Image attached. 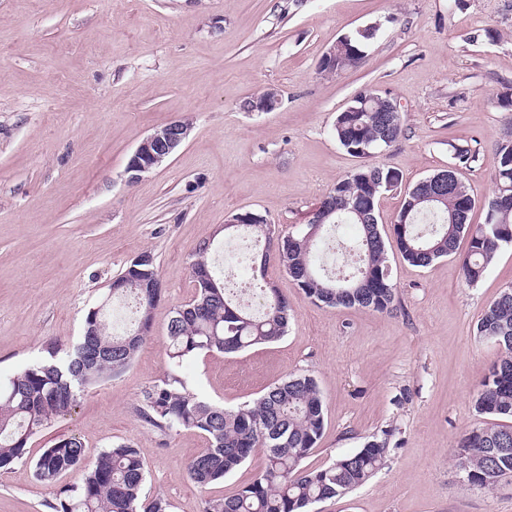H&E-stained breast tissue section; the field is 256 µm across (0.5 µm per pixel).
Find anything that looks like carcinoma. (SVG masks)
Here are the masks:
<instances>
[{
	"label": "carcinoma",
	"mask_w": 512,
	"mask_h": 512,
	"mask_svg": "<svg viewBox=\"0 0 512 512\" xmlns=\"http://www.w3.org/2000/svg\"><path fill=\"white\" fill-rule=\"evenodd\" d=\"M376 32L367 27L336 42V55L324 58L326 74L355 68L366 57ZM393 98L363 90L336 113L333 135L341 147L361 157L378 155L399 141L403 116L390 112ZM494 172L495 190L486 203L482 224H473L474 200L455 169L439 171L448 189L441 198L427 199L431 177L414 184L391 224L402 257L426 267L456 254L457 244L468 239L460 260L464 282H480L497 253L512 246V136L499 141ZM402 177L383 165H365L339 181L321 202L312 220L296 236H274L262 216L249 212L247 222L224 229L230 235L246 230L255 245H263L283 271L316 304L330 307L394 309L396 292L391 281L387 248L379 227V200L401 185ZM351 224L356 240L345 247L350 265L328 273L318 263L319 244L336 227ZM211 240L202 242L191 264L196 285L194 299L172 311L167 326L169 370L140 397V419L163 434L181 428L203 434L208 446L191 458L188 477L205 489L224 478L256 451L264 467L251 482L230 496L207 497L202 512H306L320 501L341 498L364 484L384 463L387 439L376 437L363 448L326 467L308 469L304 460L322 437L325 417L321 391L311 374H290L271 387L253 405L225 408L201 398L180 375L182 363L200 353L240 352L283 338L291 320L288 299L271 283L248 286L259 294L260 305L245 304L240 288L224 284L209 256ZM129 281L114 288L90 307L80 341L72 348L52 343L48 357L0 381V470L28 460L29 440L55 418L71 411L77 393L127 368L148 337L162 289L154 264L129 262L119 274ZM131 299L134 319L121 331L106 321L111 304ZM476 335L496 342L504 356L489 371L475 408L497 419L512 420V284L505 286L485 309ZM458 466L468 482L484 489L512 476V425L493 424L462 433L457 442ZM40 482L55 487L51 512H169V502L157 496L142 499L146 475L140 450L120 444L90 457L80 438L58 439L33 463ZM78 473V481L58 485L60 475Z\"/></svg>",
	"instance_id": "cac0c4a2"
}]
</instances>
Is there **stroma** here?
Segmentation results:
<instances>
[{
  "label": "stroma",
  "mask_w": 512,
  "mask_h": 512,
  "mask_svg": "<svg viewBox=\"0 0 512 512\" xmlns=\"http://www.w3.org/2000/svg\"><path fill=\"white\" fill-rule=\"evenodd\" d=\"M379 24L358 67L319 70L343 35ZM277 90L271 112L241 105ZM362 90L389 93L404 135L376 161L402 190L379 202L393 223L405 188L452 165L449 144L476 154L457 169L483 223L496 148L512 130L498 103L512 93V0H0V378L76 343L88 308L141 253L154 256L162 298L149 336L119 375L87 388L68 415L28 445V460L0 472V512H50L36 460L57 439L88 455L138 448L143 494L171 512H201L206 494L229 495L264 463L255 453L204 490L186 464L206 446L197 431L163 434L136 415L145 388L168 370L166 328L195 295L190 264L202 241H223L237 213L277 235L308 224L331 188L361 166L332 135L337 112ZM177 119L186 142L136 180L125 169L143 137ZM397 292L393 312L314 304L277 263L266 279L288 299L281 340L200 354L181 375L201 397L251 404L292 373L313 375L323 434L304 464L319 468L389 431L383 466L344 497L310 512H512V476L470 485L455 463L458 435L492 425L474 399L503 355L476 324L512 283V247L467 286L455 258L405 261L385 238Z\"/></svg>",
  "instance_id": "1"
}]
</instances>
